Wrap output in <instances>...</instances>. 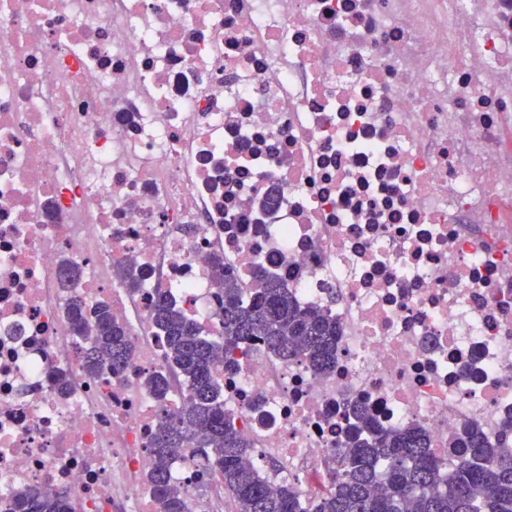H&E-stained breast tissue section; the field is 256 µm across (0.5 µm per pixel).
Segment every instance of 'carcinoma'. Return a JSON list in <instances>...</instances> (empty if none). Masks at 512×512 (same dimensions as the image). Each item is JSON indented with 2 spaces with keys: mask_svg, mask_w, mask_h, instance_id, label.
I'll return each mask as SVG.
<instances>
[{
  "mask_svg": "<svg viewBox=\"0 0 512 512\" xmlns=\"http://www.w3.org/2000/svg\"><path fill=\"white\" fill-rule=\"evenodd\" d=\"M256 288H241L224 273V311L219 339H212L167 294L158 296L152 321L164 335L166 373L147 379L158 399L166 398L168 376L186 384V403L163 413L149 443L150 479L165 512H183V491L172 482V459L193 448L208 450L206 461L224 483L235 512H307L293 490L270 489L247 458L250 442L224 414V383L213 363L232 369L236 353L256 339L282 358H298L326 373L336 355V320L303 309L276 277L258 272ZM79 335L87 343L83 368L93 377L121 370L132 351L130 334L112 319L107 301L68 303ZM343 444L334 487L312 504V512H512V450L491 448L478 426L467 430V452L445 470L412 428L378 431L363 409ZM22 512H60L61 505L18 492Z\"/></svg>",
  "mask_w": 512,
  "mask_h": 512,
  "instance_id": "carcinoma-1",
  "label": "carcinoma"
}]
</instances>
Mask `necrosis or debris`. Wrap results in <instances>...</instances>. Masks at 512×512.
Here are the masks:
<instances>
[{
	"instance_id": "1",
	"label": "necrosis or debris",
	"mask_w": 512,
	"mask_h": 512,
	"mask_svg": "<svg viewBox=\"0 0 512 512\" xmlns=\"http://www.w3.org/2000/svg\"><path fill=\"white\" fill-rule=\"evenodd\" d=\"M259 268L338 326L326 373L214 365L269 487L329 488L358 405L447 469L512 447V0H0V512H163L155 300L215 334ZM73 297L131 331L111 382ZM205 455L184 512H228Z\"/></svg>"
}]
</instances>
